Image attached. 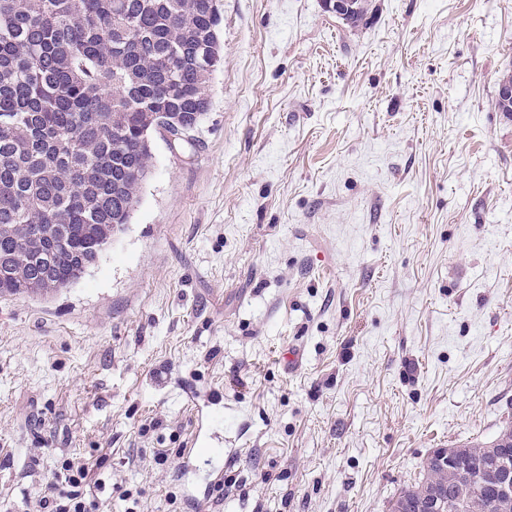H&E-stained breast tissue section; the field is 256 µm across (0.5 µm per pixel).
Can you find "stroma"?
I'll return each instance as SVG.
<instances>
[{
  "label": "stroma",
  "instance_id": "35a3bbf8",
  "mask_svg": "<svg viewBox=\"0 0 512 512\" xmlns=\"http://www.w3.org/2000/svg\"><path fill=\"white\" fill-rule=\"evenodd\" d=\"M220 9L209 110L154 137L130 223L71 286L0 297L12 512L64 456L106 458L101 512H388L512 413V0Z\"/></svg>",
  "mask_w": 512,
  "mask_h": 512
}]
</instances>
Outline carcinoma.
Here are the masks:
<instances>
[{"mask_svg":"<svg viewBox=\"0 0 512 512\" xmlns=\"http://www.w3.org/2000/svg\"><path fill=\"white\" fill-rule=\"evenodd\" d=\"M213 0H0V296L79 280L129 223L152 134L195 128L220 63ZM465 445L476 461L501 437ZM448 486V512H512L433 451L398 497Z\"/></svg>","mask_w":512,"mask_h":512,"instance_id":"obj_1","label":"carcinoma"}]
</instances>
